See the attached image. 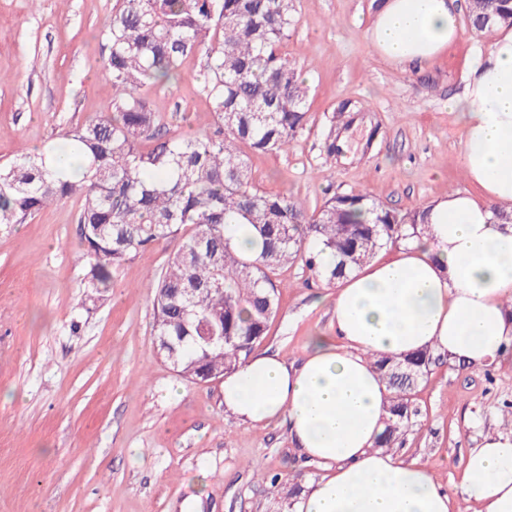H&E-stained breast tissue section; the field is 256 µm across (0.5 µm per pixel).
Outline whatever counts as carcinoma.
I'll list each match as a JSON object with an SVG mask.
<instances>
[{"label": "carcinoma", "instance_id": "cac0c4a2", "mask_svg": "<svg viewBox=\"0 0 512 512\" xmlns=\"http://www.w3.org/2000/svg\"><path fill=\"white\" fill-rule=\"evenodd\" d=\"M295 12L296 0H119L103 69L112 112L70 127L61 146L0 167V225L80 202L83 259L99 301L112 268L177 241L155 285L154 336L168 339L174 369L190 382L204 369L232 373L267 336L278 311L277 271L300 262L312 280L331 286L411 238L421 217L363 190L335 193L309 213L253 184L249 155L287 149L308 123L305 80L279 53ZM467 20L476 33L512 27V0H467ZM191 55L203 62L214 130L172 135L140 89L174 80ZM228 224L250 225L260 250L239 253ZM431 360L425 350L373 362L392 391L377 447H395L409 427L411 395Z\"/></svg>", "mask_w": 512, "mask_h": 512}]
</instances>
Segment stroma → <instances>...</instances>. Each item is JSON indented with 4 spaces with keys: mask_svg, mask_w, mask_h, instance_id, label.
<instances>
[{
    "mask_svg": "<svg viewBox=\"0 0 512 512\" xmlns=\"http://www.w3.org/2000/svg\"><path fill=\"white\" fill-rule=\"evenodd\" d=\"M381 0H296L282 54L309 87V121L288 151L253 154L260 190L307 210L362 189L407 211L448 193H476L462 164V94L492 36L464 30L431 64L394 65L368 38ZM117 0H0V164L44 148L62 130L112 110L99 33ZM199 57L178 81L143 90L171 132L211 130ZM347 136L328 155L331 128ZM79 204L0 228V512H292L284 490L321 467L301 458L286 426L245 425L224 411L223 385L181 378L157 355L155 279L173 243L113 268L91 301ZM278 313L253 348L290 363L314 336H333L323 285L301 264L278 271ZM418 413L396 455L428 466L473 512L460 478L484 435L512 431V346L489 370L434 354L412 397Z\"/></svg>",
    "mask_w": 512,
    "mask_h": 512,
    "instance_id": "1",
    "label": "stroma"
}]
</instances>
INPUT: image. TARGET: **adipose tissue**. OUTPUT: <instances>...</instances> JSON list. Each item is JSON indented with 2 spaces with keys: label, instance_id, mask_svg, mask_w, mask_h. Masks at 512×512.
Instances as JSON below:
<instances>
[{
  "label": "adipose tissue",
  "instance_id": "1",
  "mask_svg": "<svg viewBox=\"0 0 512 512\" xmlns=\"http://www.w3.org/2000/svg\"><path fill=\"white\" fill-rule=\"evenodd\" d=\"M452 0H383L370 37L393 64H427L461 35ZM449 111L463 120L462 165L481 196L456 192L426 206L425 229L391 257L337 279L334 337L316 336L299 365L267 355L224 379V410L243 424L286 425L301 457L325 472L295 512H453L423 466L378 448L391 392L374 359L429 349L474 368L512 345V29ZM460 487L474 512H512V432L471 449Z\"/></svg>",
  "mask_w": 512,
  "mask_h": 512
}]
</instances>
